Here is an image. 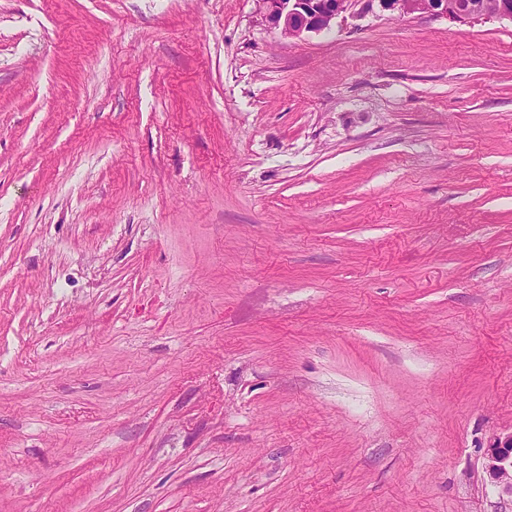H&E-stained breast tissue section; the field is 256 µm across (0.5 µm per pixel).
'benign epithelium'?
Returning a JSON list of instances; mask_svg holds the SVG:
<instances>
[{"label": "benign epithelium", "instance_id": "benign-epithelium-1", "mask_svg": "<svg viewBox=\"0 0 512 512\" xmlns=\"http://www.w3.org/2000/svg\"><path fill=\"white\" fill-rule=\"evenodd\" d=\"M265 19L284 37L302 39L329 31L354 0H258ZM385 11L429 14L454 21L490 16L512 21V0H377ZM483 467L492 483L512 497V434L487 450Z\"/></svg>", "mask_w": 512, "mask_h": 512}]
</instances>
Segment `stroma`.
Here are the masks:
<instances>
[{
    "label": "stroma",
    "instance_id": "1",
    "mask_svg": "<svg viewBox=\"0 0 512 512\" xmlns=\"http://www.w3.org/2000/svg\"><path fill=\"white\" fill-rule=\"evenodd\" d=\"M512 22L0 0V512H512ZM357 0H257L265 19L284 37L302 39L330 31ZM483 467L491 482L512 497V434L488 448Z\"/></svg>",
    "mask_w": 512,
    "mask_h": 512
}]
</instances>
